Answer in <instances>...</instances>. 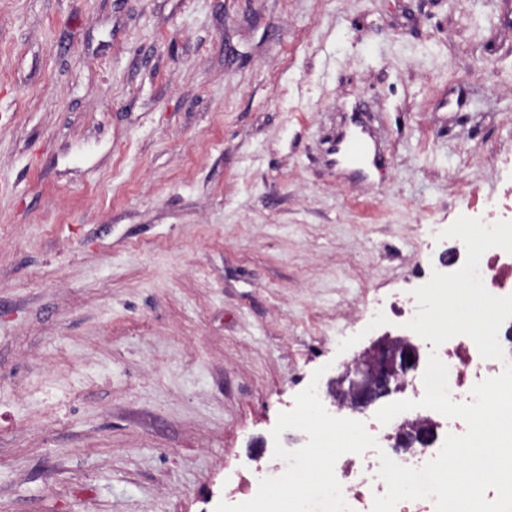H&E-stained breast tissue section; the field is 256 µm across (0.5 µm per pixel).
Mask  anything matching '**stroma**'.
<instances>
[{
	"mask_svg": "<svg viewBox=\"0 0 512 512\" xmlns=\"http://www.w3.org/2000/svg\"><path fill=\"white\" fill-rule=\"evenodd\" d=\"M460 185L512 188V0H0V512L240 503ZM371 137L367 128L366 133H355L346 129L336 139V144L341 145L344 158L350 164H363L369 161L373 166L377 165L379 156L376 149L371 152L368 138Z\"/></svg>",
	"mask_w": 512,
	"mask_h": 512,
	"instance_id": "obj_1",
	"label": "stroma"
}]
</instances>
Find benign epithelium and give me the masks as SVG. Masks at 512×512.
I'll list each match as a JSON object with an SVG mask.
<instances>
[{
  "label": "benign epithelium",
  "mask_w": 512,
  "mask_h": 512,
  "mask_svg": "<svg viewBox=\"0 0 512 512\" xmlns=\"http://www.w3.org/2000/svg\"><path fill=\"white\" fill-rule=\"evenodd\" d=\"M419 364L417 347L404 338L384 337L362 357L346 364L336 380L335 401L363 410L406 389Z\"/></svg>",
  "instance_id": "benign-epithelium-1"
}]
</instances>
